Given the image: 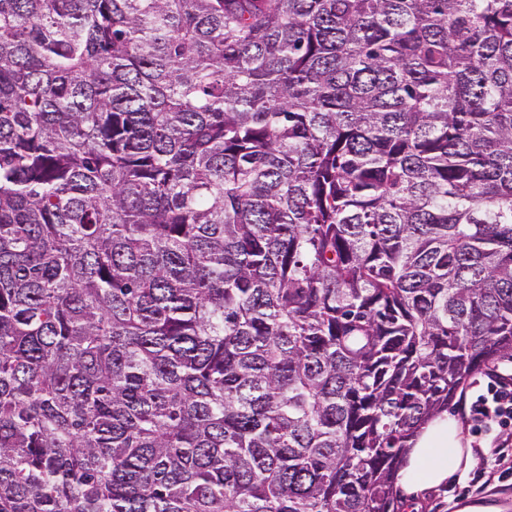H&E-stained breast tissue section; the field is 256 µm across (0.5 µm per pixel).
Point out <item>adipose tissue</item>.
Returning <instances> with one entry per match:
<instances>
[{
	"mask_svg": "<svg viewBox=\"0 0 512 512\" xmlns=\"http://www.w3.org/2000/svg\"><path fill=\"white\" fill-rule=\"evenodd\" d=\"M463 461L457 431L444 418H435L416 436L398 473V483L406 495L418 496L427 488L444 484Z\"/></svg>",
	"mask_w": 512,
	"mask_h": 512,
	"instance_id": "ef3b65f1",
	"label": "adipose tissue"
}]
</instances>
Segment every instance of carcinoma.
Masks as SVG:
<instances>
[{
    "mask_svg": "<svg viewBox=\"0 0 512 512\" xmlns=\"http://www.w3.org/2000/svg\"><path fill=\"white\" fill-rule=\"evenodd\" d=\"M512 362V0H0V512H435ZM483 371L475 375L460 402L458 397L457 403L448 409V419L460 429L459 435L448 425L443 415L428 422L415 437L397 477V483L406 495L416 497L425 489L435 487L417 498L439 500L440 493V500H444L441 510L446 512H460L466 506H475L481 512H512V477L504 482L495 480L484 491L466 488L467 484L463 483L470 472L480 467L479 457L472 448L480 455L482 468L469 478L467 487L477 486L479 490L496 477L503 480L512 474V440L485 439L489 432L498 428L505 429L504 433H510V429L506 428L512 427V381L508 375L493 373L488 376L487 382L485 374L489 371ZM482 388L481 393L472 399ZM464 402H470L466 418L476 438L472 448L469 446L473 437L468 434L461 419V406ZM461 446L465 451H470L471 463L468 452L463 458L464 450ZM463 461L465 466L470 464L459 468Z\"/></svg>",
    "mask_w": 512,
    "mask_h": 512,
    "instance_id": "carcinoma-1",
    "label": "carcinoma"
}]
</instances>
